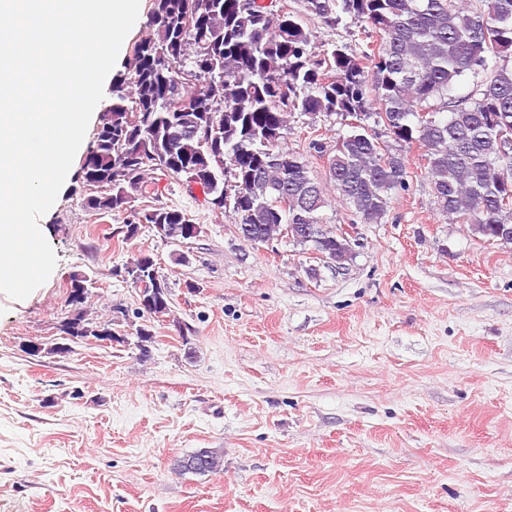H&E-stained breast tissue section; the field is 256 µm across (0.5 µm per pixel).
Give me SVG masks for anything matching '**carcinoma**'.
<instances>
[{
  "mask_svg": "<svg viewBox=\"0 0 512 512\" xmlns=\"http://www.w3.org/2000/svg\"><path fill=\"white\" fill-rule=\"evenodd\" d=\"M300 2L326 27L358 25L366 50L356 56L334 44L316 52L301 15L266 0H152L149 33L126 61L130 81L110 86L80 163L78 178L90 191L84 207L124 214L128 224L191 223L179 209L148 203L159 192L153 174L179 180L198 168L207 146L177 133L213 125L224 168L184 180L189 191L199 189L208 208L262 237L315 224L319 240L310 250L350 254L351 244L321 215L326 188L309 161L282 144L294 112L358 120L333 146L329 181L361 223L378 224L393 194L408 190L409 167L404 154L384 153L364 124L373 118L399 146L422 149L420 167L440 212L499 243L501 229H512V69L497 65L512 56V0ZM469 73L483 75L475 97H448ZM172 143L177 158L168 165ZM285 192L288 209H272V195ZM134 197L144 204L132 207ZM218 197H240L245 209L218 208ZM154 263L146 253L125 273L136 285ZM102 325L79 302L62 332L86 339ZM112 340L146 353L153 334L143 325ZM223 462L222 449L201 448L174 469L206 474Z\"/></svg>",
  "mask_w": 512,
  "mask_h": 512,
  "instance_id": "carcinoma-1",
  "label": "carcinoma"
}]
</instances>
